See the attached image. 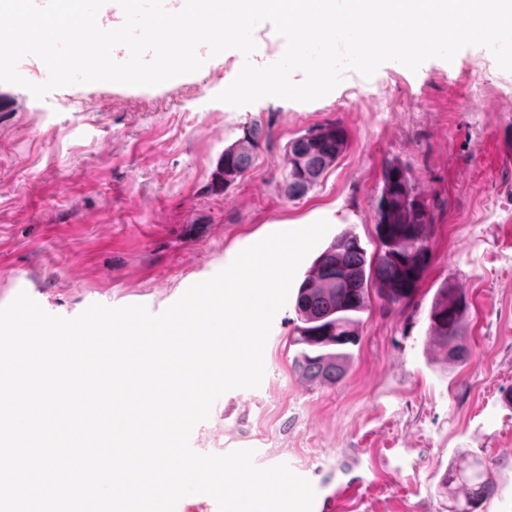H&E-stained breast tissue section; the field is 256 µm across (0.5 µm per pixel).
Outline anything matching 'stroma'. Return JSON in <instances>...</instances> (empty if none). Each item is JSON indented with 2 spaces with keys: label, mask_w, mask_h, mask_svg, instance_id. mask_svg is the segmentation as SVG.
Masks as SVG:
<instances>
[{
  "label": "stroma",
  "mask_w": 512,
  "mask_h": 512,
  "mask_svg": "<svg viewBox=\"0 0 512 512\" xmlns=\"http://www.w3.org/2000/svg\"><path fill=\"white\" fill-rule=\"evenodd\" d=\"M244 59L228 50L157 86L72 85L41 100L0 83V306L37 288L57 316L134 301L156 315L265 236L320 219L374 251L383 170L400 159L431 222L430 262L410 300L373 301L331 386L293 370L287 301L260 386L214 402L197 445L288 464L320 496L362 476L357 512H448L441 479L476 459L494 486L476 512H512V72L471 46L415 72L394 61L369 79L344 71L308 103L216 101ZM327 123L345 129L346 150L288 198L289 141ZM252 125L263 136L250 168L213 190L225 148ZM446 281L470 305L462 363L429 342Z\"/></svg>",
  "instance_id": "obj_1"
}]
</instances>
